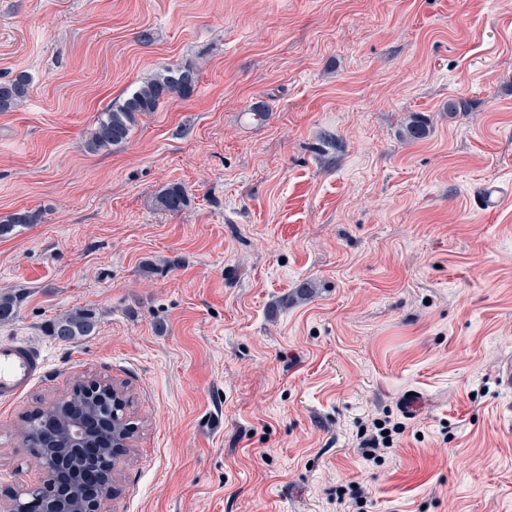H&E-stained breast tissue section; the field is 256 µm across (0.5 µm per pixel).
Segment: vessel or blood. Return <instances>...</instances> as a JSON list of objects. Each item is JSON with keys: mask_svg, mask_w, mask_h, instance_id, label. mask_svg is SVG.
Returning a JSON list of instances; mask_svg holds the SVG:
<instances>
[{"mask_svg": "<svg viewBox=\"0 0 512 512\" xmlns=\"http://www.w3.org/2000/svg\"><path fill=\"white\" fill-rule=\"evenodd\" d=\"M46 365L41 350L27 341L0 344V402L21 396Z\"/></svg>", "mask_w": 512, "mask_h": 512, "instance_id": "vessel-or-blood-1", "label": "vessel or blood"}]
</instances>
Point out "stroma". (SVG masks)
<instances>
[{"label": "stroma", "mask_w": 512, "mask_h": 512, "mask_svg": "<svg viewBox=\"0 0 512 512\" xmlns=\"http://www.w3.org/2000/svg\"><path fill=\"white\" fill-rule=\"evenodd\" d=\"M185 64L190 96L87 149L107 105ZM20 72L0 217L40 221L0 237V343L47 371L0 404V502L42 480L26 415L94 375L138 424L112 512H512V199L472 198L512 188V0H0V81ZM79 307L94 334L48 335ZM156 202L160 209L177 213L189 205L190 197L185 187L174 184L161 191L156 197ZM390 420H384L383 422L377 421L375 429L378 430V434L372 435L371 438L363 441V458L365 461H375L380 455H377V451L390 449L393 444L392 433L397 434L400 431V423H394L392 427H386L387 423L390 425ZM381 424V427H378ZM383 431H387V435H383Z\"/></svg>", "instance_id": "stroma-1"}]
</instances>
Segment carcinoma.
I'll list each match as a JSON object with an SVG mask.
<instances>
[{
	"instance_id": "carcinoma-1",
	"label": "carcinoma",
	"mask_w": 512,
	"mask_h": 512,
	"mask_svg": "<svg viewBox=\"0 0 512 512\" xmlns=\"http://www.w3.org/2000/svg\"><path fill=\"white\" fill-rule=\"evenodd\" d=\"M197 82V71L191 65L177 66L156 73L144 80L122 102L107 107L99 113L96 125L90 133L86 147L95 152L118 146L127 142L136 125L137 118L148 112H155L171 97L188 96L194 90ZM30 90V78L24 73H18L13 79L0 82V112H10L19 107L27 98ZM405 136L413 141H420L429 135V124L419 114L410 116L404 128ZM160 209L177 213L190 203V197L180 184H174L159 193L156 197ZM40 215L33 210L22 209L0 220V236L10 234L16 227L36 224ZM96 317L85 308H75L70 312L55 318L49 323V334L61 341H72L80 336H89L95 330ZM88 406V401L79 396L62 399L52 412L35 413L25 420L23 442L29 448H42L50 443L43 436V418L54 420L63 415L69 405ZM132 421L119 413L118 417L109 419L104 441L119 442L129 436Z\"/></svg>"
}]
</instances>
